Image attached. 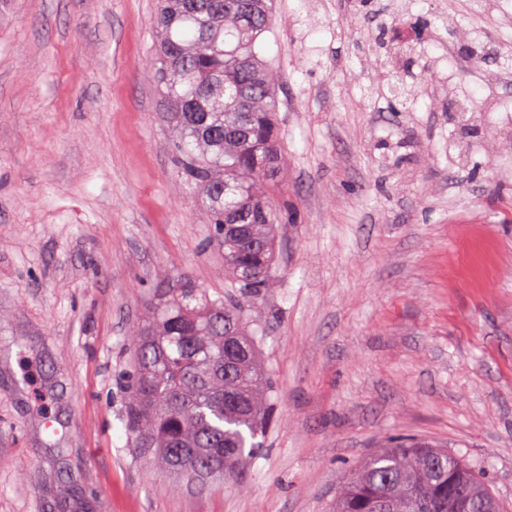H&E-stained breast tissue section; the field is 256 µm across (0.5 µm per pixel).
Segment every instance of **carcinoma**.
Masks as SVG:
<instances>
[{
	"label": "carcinoma",
	"mask_w": 512,
	"mask_h": 512,
	"mask_svg": "<svg viewBox=\"0 0 512 512\" xmlns=\"http://www.w3.org/2000/svg\"><path fill=\"white\" fill-rule=\"evenodd\" d=\"M272 0H160L153 66L172 127V157L196 205L223 231L235 291L211 299L190 281L160 288L131 331L125 425L133 446L189 482L224 479L260 446L270 380L246 307L276 257L284 150L279 99L257 40ZM499 502L460 456L425 439L373 451L336 496V512H448L455 491Z\"/></svg>",
	"instance_id": "carcinoma-1"
}]
</instances>
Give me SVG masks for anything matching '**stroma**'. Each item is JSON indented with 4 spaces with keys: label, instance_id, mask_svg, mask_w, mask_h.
<instances>
[{
    "label": "stroma",
    "instance_id": "1",
    "mask_svg": "<svg viewBox=\"0 0 512 512\" xmlns=\"http://www.w3.org/2000/svg\"><path fill=\"white\" fill-rule=\"evenodd\" d=\"M155 8L0 0V512H332L400 436L512 512V0H275L273 421L220 491L163 477L124 422L156 289L231 287L172 161Z\"/></svg>",
    "mask_w": 512,
    "mask_h": 512
}]
</instances>
